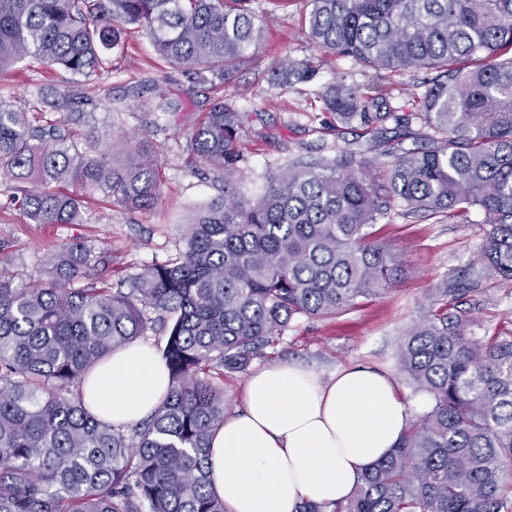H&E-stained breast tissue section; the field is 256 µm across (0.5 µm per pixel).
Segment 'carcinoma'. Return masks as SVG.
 <instances>
[{
  "label": "carcinoma",
  "mask_w": 512,
  "mask_h": 512,
  "mask_svg": "<svg viewBox=\"0 0 512 512\" xmlns=\"http://www.w3.org/2000/svg\"><path fill=\"white\" fill-rule=\"evenodd\" d=\"M250 2L0 0V70L30 57L89 79L134 26L161 59L221 93L262 41ZM309 2L308 37L323 56L430 74L403 114L380 85L327 87L337 123H418L431 143L399 146L381 185L352 149L298 157L245 200L235 192L238 111L219 101L194 126L190 151L222 174L224 194L194 215L176 259L149 266L126 292L92 282L97 265L79 242L52 253L30 288L1 277L0 512H224L206 466L224 425L211 373L246 370L296 318L387 292L401 266L374 228L397 206L450 219L478 209L486 225L479 262L438 289L399 343L401 374L433 405L346 503L296 512H506L512 331L478 333L472 309L486 280L512 282V0ZM323 65L285 59L272 80L286 89ZM111 149L104 134L82 151L32 126L26 103L0 102V177L23 184L11 204L34 224L82 223V195L52 189L61 183L154 205L157 161L134 145L117 165ZM152 323L166 332L170 391L126 432L90 413L80 385Z\"/></svg>",
  "instance_id": "1"
}]
</instances>
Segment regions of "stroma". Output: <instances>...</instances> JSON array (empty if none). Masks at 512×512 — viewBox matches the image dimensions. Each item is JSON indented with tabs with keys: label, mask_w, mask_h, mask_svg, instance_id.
Listing matches in <instances>:
<instances>
[{
	"label": "stroma",
	"mask_w": 512,
	"mask_h": 512,
	"mask_svg": "<svg viewBox=\"0 0 512 512\" xmlns=\"http://www.w3.org/2000/svg\"><path fill=\"white\" fill-rule=\"evenodd\" d=\"M253 8L265 41L238 66L223 94L239 114L236 189L249 200L260 197L268 173L281 170L290 159L332 156L337 146L355 148L367 139L358 125L337 127L334 113L320 97L325 87L341 80L372 81L389 87L392 106L406 112L414 95L421 93L424 78L420 72H368L352 59L333 57L317 80L284 90L273 87L268 77L282 60L320 55L303 23L308 0H254ZM109 60V69L87 80L25 59L0 71V100L36 105L66 94L79 107L84 96H98V109L86 124H69L59 112H47L46 117L82 149L92 133L146 144L159 165V203L149 210H129L93 187L83 192V223L46 226L31 223L10 207L14 185L0 179V242L7 245L0 252V275L16 287L34 285L47 257L65 243H83L95 256L106 253L102 276L115 282L175 259L185 247L193 211L221 193L218 173H194L186 149L192 124L209 111L215 92L209 85L189 83L181 69L160 59L135 30L126 32L122 47L111 51ZM160 87L169 98L180 100L182 112L160 110ZM483 219L476 210L453 219L392 212L381 235L402 265L397 283L340 315L293 320L275 346L252 360V367L299 362L327 377L338 368L363 363L398 374L400 337L431 308L436 288L477 257L484 244ZM490 292L492 301L476 306L475 318L490 332L512 328V284L491 283Z\"/></svg>",
	"instance_id": "1"
}]
</instances>
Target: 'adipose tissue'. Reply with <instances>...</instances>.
Listing matches in <instances>:
<instances>
[{
  "label": "adipose tissue",
  "mask_w": 512,
  "mask_h": 512,
  "mask_svg": "<svg viewBox=\"0 0 512 512\" xmlns=\"http://www.w3.org/2000/svg\"><path fill=\"white\" fill-rule=\"evenodd\" d=\"M168 385L164 362L132 343L89 376L83 395L100 419L129 426L161 403ZM241 402L214 434L207 460L225 512H295L304 502L347 500L414 416L388 372L356 363L327 379L295 364L260 368Z\"/></svg>",
  "instance_id": "adipose-tissue-1"
}]
</instances>
